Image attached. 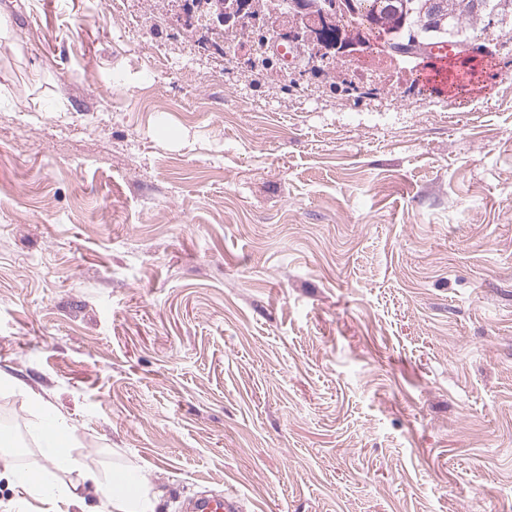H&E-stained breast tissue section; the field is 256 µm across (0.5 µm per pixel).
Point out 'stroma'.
<instances>
[{
  "label": "stroma",
  "instance_id": "obj_1",
  "mask_svg": "<svg viewBox=\"0 0 512 512\" xmlns=\"http://www.w3.org/2000/svg\"><path fill=\"white\" fill-rule=\"evenodd\" d=\"M0 19L24 469L65 479L37 395L157 512H512V38L467 95L359 98L230 68L155 0ZM236 509L224 498L199 497L192 500L184 511L190 512H233Z\"/></svg>",
  "mask_w": 512,
  "mask_h": 512
}]
</instances>
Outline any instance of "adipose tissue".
Listing matches in <instances>:
<instances>
[{"instance_id":"adipose-tissue-1","label":"adipose tissue","mask_w":512,"mask_h":512,"mask_svg":"<svg viewBox=\"0 0 512 512\" xmlns=\"http://www.w3.org/2000/svg\"><path fill=\"white\" fill-rule=\"evenodd\" d=\"M38 436L44 460L59 471H78L79 477L68 484L43 480L34 473L17 468L16 451L1 452L0 472L22 491V506L36 501L41 505L40 512H69L70 506L81 500L83 493L91 492L104 501L106 512H156L157 496L148 479L129 482V472L125 469H116L106 475L91 469H79L77 460L69 452L76 438V429L61 415L45 413Z\"/></svg>"}]
</instances>
